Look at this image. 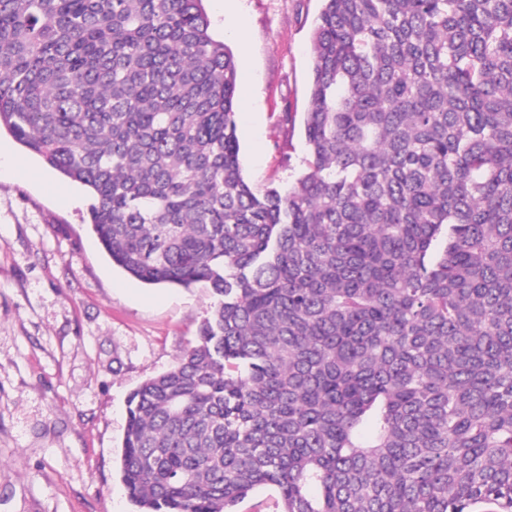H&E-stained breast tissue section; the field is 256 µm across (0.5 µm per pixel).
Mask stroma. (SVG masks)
Instances as JSON below:
<instances>
[{"instance_id":"obj_1","label":"stroma","mask_w":512,"mask_h":512,"mask_svg":"<svg viewBox=\"0 0 512 512\" xmlns=\"http://www.w3.org/2000/svg\"><path fill=\"white\" fill-rule=\"evenodd\" d=\"M237 134L256 192L305 168L303 116L321 0H236ZM293 119L284 122L283 110ZM0 512H134L119 474L126 400L196 341L214 299L113 266L89 196L0 132Z\"/></svg>"}]
</instances>
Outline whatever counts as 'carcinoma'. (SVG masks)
Returning a JSON list of instances; mask_svg holds the SVG:
<instances>
[{
  "label": "carcinoma",
  "instance_id": "1",
  "mask_svg": "<svg viewBox=\"0 0 512 512\" xmlns=\"http://www.w3.org/2000/svg\"><path fill=\"white\" fill-rule=\"evenodd\" d=\"M204 0H0V128L215 298L134 389L136 512H512V0H322L307 170L245 181ZM239 512H277V495L273 490L261 489L238 506Z\"/></svg>",
  "mask_w": 512,
  "mask_h": 512
}]
</instances>
